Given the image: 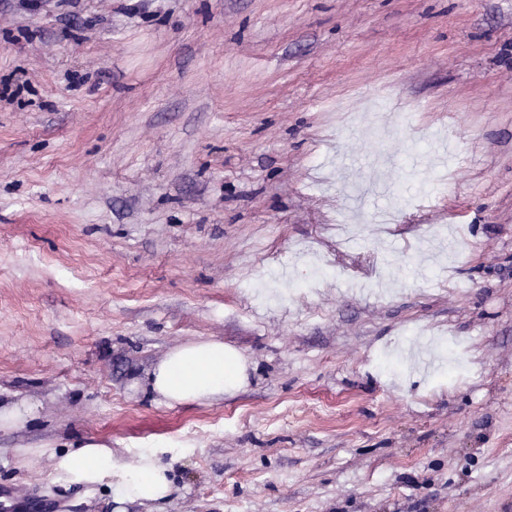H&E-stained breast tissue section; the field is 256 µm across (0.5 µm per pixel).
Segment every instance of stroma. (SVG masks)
Listing matches in <instances>:
<instances>
[{"label":"stroma","instance_id":"stroma-1","mask_svg":"<svg viewBox=\"0 0 512 512\" xmlns=\"http://www.w3.org/2000/svg\"><path fill=\"white\" fill-rule=\"evenodd\" d=\"M206 339L237 390L137 387ZM25 399L0 512H115L55 477L88 436L171 466L151 512H512V0H0Z\"/></svg>","mask_w":512,"mask_h":512}]
</instances>
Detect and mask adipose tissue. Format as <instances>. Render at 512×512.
<instances>
[{"label": "adipose tissue", "instance_id": "ef3b65f1", "mask_svg": "<svg viewBox=\"0 0 512 512\" xmlns=\"http://www.w3.org/2000/svg\"><path fill=\"white\" fill-rule=\"evenodd\" d=\"M242 374L236 350L220 340H199L171 349L146 373L143 384L169 405L204 404L235 389ZM54 470L58 479L68 483L106 486L119 505L133 501L151 505L174 491L170 466L154 453L143 452L126 462L93 437L56 456Z\"/></svg>", "mask_w": 512, "mask_h": 512}]
</instances>
